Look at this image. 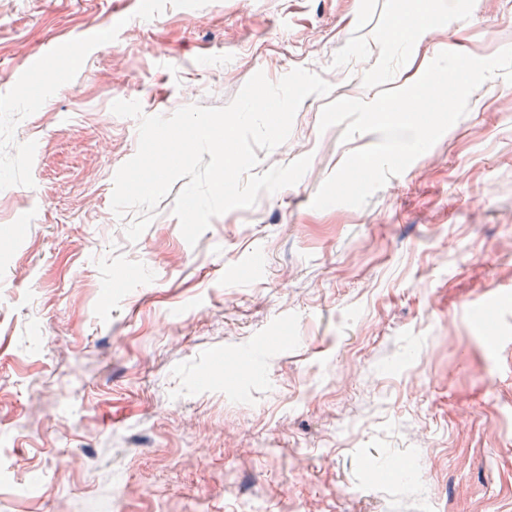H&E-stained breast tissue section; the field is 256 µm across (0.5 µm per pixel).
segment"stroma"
<instances>
[{
	"label": "stroma",
	"instance_id": "1",
	"mask_svg": "<svg viewBox=\"0 0 512 512\" xmlns=\"http://www.w3.org/2000/svg\"><path fill=\"white\" fill-rule=\"evenodd\" d=\"M419 7L0 0V512H512V84L366 206H311L380 139L320 130L328 100L512 46V0H433L390 41ZM296 68L332 91L256 155L310 156L303 178L193 247L174 183L129 241L138 121L112 103L222 107Z\"/></svg>",
	"mask_w": 512,
	"mask_h": 512
}]
</instances>
